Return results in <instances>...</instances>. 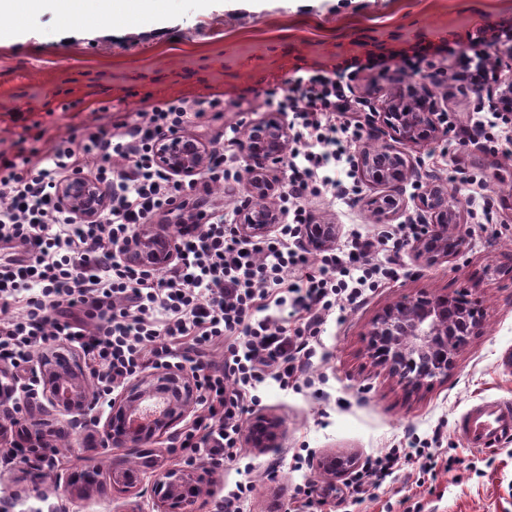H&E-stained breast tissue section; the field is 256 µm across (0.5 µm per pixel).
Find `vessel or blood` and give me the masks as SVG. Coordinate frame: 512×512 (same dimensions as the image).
I'll return each mask as SVG.
<instances>
[{
	"mask_svg": "<svg viewBox=\"0 0 512 512\" xmlns=\"http://www.w3.org/2000/svg\"><path fill=\"white\" fill-rule=\"evenodd\" d=\"M458 433L477 449H489L512 437V401L472 403L456 420Z\"/></svg>",
	"mask_w": 512,
	"mask_h": 512,
	"instance_id": "obj_1",
	"label": "vessel or blood"
}]
</instances>
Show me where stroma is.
Here are the masks:
<instances>
[{"label": "stroma", "instance_id": "35a3bbf8", "mask_svg": "<svg viewBox=\"0 0 512 512\" xmlns=\"http://www.w3.org/2000/svg\"><path fill=\"white\" fill-rule=\"evenodd\" d=\"M512 23V0H160L155 14L125 24L109 18L91 27L71 16L44 10L28 28L0 30V153L35 148L37 133L46 139L81 135L89 125H107L117 117L142 111L159 99L224 98V115L192 120L187 135L201 142L237 122L268 118L263 101L287 92L294 80L313 68L333 69L356 58L385 56L387 70L364 71L353 87L373 111H385L399 93L417 88L431 93L440 112L452 115L457 130L469 129L482 104L462 81L463 55L473 54L478 31ZM449 42L448 53L428 58L418 72L403 69L392 55L416 45ZM23 112L24 121L12 115ZM41 130H33V122ZM447 133L436 141L406 147L412 174L396 189L405 206L394 220H376L366 202L388 194V187L362 182L349 200L325 189L306 207L314 223L341 230L359 226L366 234L413 221L426 222L422 190L447 186L461 202L456 233L465 239L457 257L432 266L418 265L410 247H402L400 275L386 282L362 304L328 320L322 334L318 368L322 389L299 392L269 384L262 390L261 412L278 417L285 434L276 448L257 451L242 445L239 458L225 462L223 477L203 466L192 467L204 489L196 512H213L225 486L256 484L244 512H292L289 492L296 483L319 484L327 476L318 462L326 454L364 460L403 442L442 430L443 445L462 449L453 471L439 475L431 487L417 491L424 512H512V441L494 451L465 452L466 442L454 422L481 399L512 401V364H502L512 348V154L483 150ZM458 168L486 181L494 200V222L473 229L480 197L470 186L449 181ZM465 295L478 307L483 329L455 357L447 378L407 392L366 355L364 334L386 305L424 293ZM107 407L95 406L72 429L68 447L47 471L40 498L29 495L34 459L16 458L0 466V504L8 512H154V474L143 476L136 493L112 489V470L123 453L99 447ZM311 452L308 468L296 470L297 449ZM493 464L484 474L474 465ZM101 465L102 488L79 499L65 490L64 476ZM274 477H267L268 468ZM388 488L368 489L362 502L350 500L346 476L336 479V494L321 512H386Z\"/></svg>", "mask_w": 512, "mask_h": 512}]
</instances>
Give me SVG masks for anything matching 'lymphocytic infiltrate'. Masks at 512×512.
<instances>
[{
  "mask_svg": "<svg viewBox=\"0 0 512 512\" xmlns=\"http://www.w3.org/2000/svg\"><path fill=\"white\" fill-rule=\"evenodd\" d=\"M268 108L291 113L287 184L279 197L287 214L269 237L243 239L237 225L210 198L214 184L237 182L240 172L216 140L197 177L178 178L156 162V142L178 135L189 102L163 99L132 120L61 138L44 150L0 153V461L20 450L8 439L27 406L18 396L31 353L65 342L79 344L96 383L110 402L114 388L146 367L189 363L208 414L172 443L189 466L224 471L236 456L245 416L272 380L284 389L315 386L314 359L330 316L361 303L399 270L405 238L381 231L370 238L350 231L344 248L318 255L299 247L311 216L302 201L333 188L341 198L357 191L354 144L362 135V101L351 96L344 69H316ZM77 174L109 188L106 206L78 220L57 197L60 182ZM174 209L179 233L175 260L162 269L131 265L120 247L160 211ZM458 458L440 434L368 457L353 471L356 493L394 483L417 464L416 487L448 473Z\"/></svg>",
  "mask_w": 512,
  "mask_h": 512,
  "instance_id": "f902f5d3",
  "label": "lymphocytic infiltrate"
}]
</instances>
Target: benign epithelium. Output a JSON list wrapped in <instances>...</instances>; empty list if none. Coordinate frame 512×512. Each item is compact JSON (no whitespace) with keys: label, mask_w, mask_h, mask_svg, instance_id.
<instances>
[{"label":"benign epithelium","mask_w":512,"mask_h":512,"mask_svg":"<svg viewBox=\"0 0 512 512\" xmlns=\"http://www.w3.org/2000/svg\"><path fill=\"white\" fill-rule=\"evenodd\" d=\"M482 103L496 114L512 112V78L495 90L483 91L474 84ZM385 125L396 137L412 145H423L440 137L436 104L423 92L412 90L399 96L384 113ZM291 132L288 121H263L253 124L242 151L248 162L250 195L240 207L238 234L245 239L267 236L278 221V214L267 208L263 199L271 184L268 169L279 163L288 151ZM159 163L171 174L186 176L202 171L207 156L199 142L184 136L162 146ZM364 178L374 184L397 187L404 183L412 167L406 156L388 145L361 155ZM62 207L80 220H91L104 207L106 196L98 183L88 177L67 181L58 188ZM429 214L428 231L412 245L417 261L425 264L458 256L463 239L450 232L461 223V214L453 206L447 187L434 186L421 199ZM375 216L388 220L401 209L400 199L387 194L370 201ZM339 236L336 224H307L303 239L315 250L333 247ZM124 260L147 269L164 267L175 258L174 239L166 224H145L121 247ZM456 298L450 294L404 299L382 309L370 323L365 336L369 353L377 358L389 375L408 386L430 383L448 375L454 356L470 337L480 330L475 310L455 309ZM33 379L40 386L34 393L36 403L25 426L22 445L32 448L41 434L44 415L56 413L75 425L95 397L76 358L55 359L44 356L36 361ZM197 402L193 377L183 369H159L145 373L129 383L109 404L103 424L100 446L120 448L128 455L141 457L144 470L158 467L148 444L186 419ZM283 437L281 421L258 414L249 425L248 442L263 451L279 446ZM114 485L133 492L140 485L138 474L119 470ZM187 470L165 468L158 472L153 485L158 512H188L201 495Z\"/></svg>","instance_id":"obj_1"}]
</instances>
